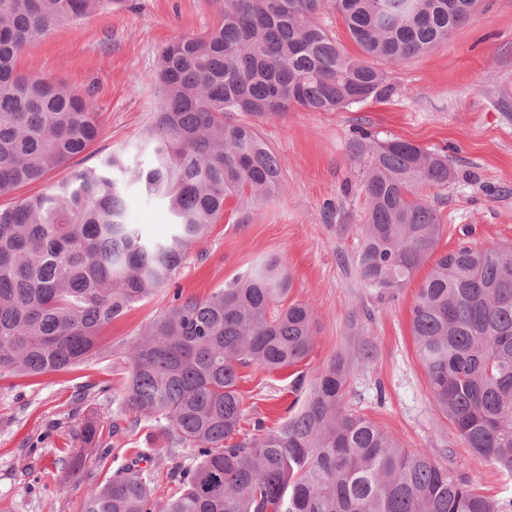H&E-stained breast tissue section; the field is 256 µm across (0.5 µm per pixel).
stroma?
Instances as JSON below:
<instances>
[{
	"instance_id": "stroma-1",
	"label": "stroma",
	"mask_w": 512,
	"mask_h": 512,
	"mask_svg": "<svg viewBox=\"0 0 512 512\" xmlns=\"http://www.w3.org/2000/svg\"><path fill=\"white\" fill-rule=\"evenodd\" d=\"M219 0H129L53 28L18 61L20 72L93 90L101 132L91 154L49 173L17 199L70 180L74 170L124 152L130 169H148L147 131L158 108L153 76L162 49L174 39L212 26ZM266 144L283 160L281 192L250 202L228 200L176 277L184 295L209 296L271 255L287 257L289 300L311 305L314 348L300 364L267 371L248 367L238 384L245 409L242 433L254 418L281 423L300 408L316 376L339 354L367 340L370 365L352 373L349 409L382 428L400 446L424 450L437 464L459 468L482 494L512 496V476L474 456L446 416L435 410L416 353L411 308L420 277L393 298L381 299L356 273L365 207L362 174L366 137L399 138L445 150L454 177L424 197L440 217L438 253L467 244L512 246V0H481L474 16L448 40L391 69V90L380 99L337 112L294 108L257 121ZM127 217L149 237L167 235L161 201L128 185ZM163 291L132 307L104 330L112 354L35 383L0 378V512H82L86 488L126 468L134 451L152 454L163 439L152 422L114 438L109 456L84 448L79 469L58 461L72 430L97 417L104 426L126 414L111 394L91 383L125 381L120 354L172 304Z\"/></svg>"
}]
</instances>
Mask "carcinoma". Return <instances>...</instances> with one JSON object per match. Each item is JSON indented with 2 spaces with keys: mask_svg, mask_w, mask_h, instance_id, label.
<instances>
[{
  "mask_svg": "<svg viewBox=\"0 0 512 512\" xmlns=\"http://www.w3.org/2000/svg\"><path fill=\"white\" fill-rule=\"evenodd\" d=\"M124 2L0 0V198L68 165L99 135L92 91L22 75L18 56L58 23ZM477 2L222 0L219 22L170 42L154 73L153 162L136 181L165 203L169 235L146 238L127 223L120 151L0 206V377H39L112 353L102 330L172 286L227 200L281 190V158L233 113L336 112L378 98L390 89L389 66L448 40ZM324 10L341 16L366 58L344 52L316 20ZM368 153L358 276L378 297L394 296L434 259L411 310L433 404L475 455L512 475V249L461 246L434 257L442 225L420 191L448 185V155L396 138ZM291 288L286 259L270 256L206 298L174 291V304L124 352L130 418L112 423V435L156 423L155 453L182 492L154 497V470L138 466L152 458L138 453L89 487L83 512H512V497L478 493L346 408L349 378L373 357L366 340L331 360L279 426L257 418L254 433L240 434V370L284 369L313 350L311 306H282ZM74 440L100 447L102 458L110 450L98 420Z\"/></svg>",
  "mask_w": 512,
  "mask_h": 512,
  "instance_id": "cac0c4a2",
  "label": "carcinoma"
}]
</instances>
